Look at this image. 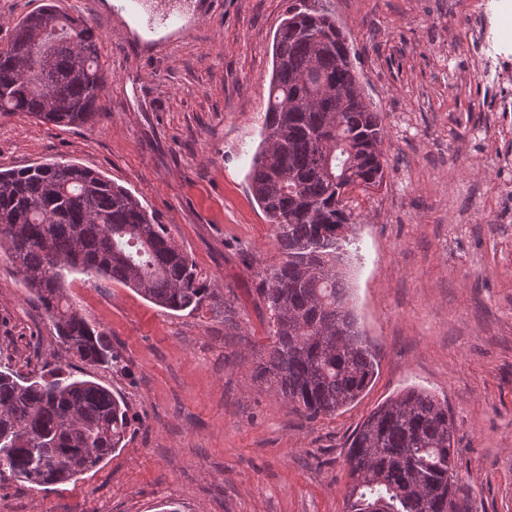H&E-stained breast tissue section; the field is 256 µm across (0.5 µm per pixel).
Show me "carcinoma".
<instances>
[{
  "mask_svg": "<svg viewBox=\"0 0 512 512\" xmlns=\"http://www.w3.org/2000/svg\"><path fill=\"white\" fill-rule=\"evenodd\" d=\"M95 29L48 3L0 47V112L54 125L103 115L105 73ZM274 70L251 160L250 191L271 224L280 261L257 292L272 344L257 367L310 418L356 402L376 356L360 329L345 276L329 254L349 224L346 195L382 185L379 113L365 101L344 31L315 2L288 8L273 44ZM0 248L44 308L59 346L82 364L119 369L106 333L64 293L80 272L132 288L173 313L225 304L191 256L128 189L67 162L0 170ZM126 402L58 367L0 370V480L50 486L96 468L125 440ZM448 405L410 389L378 405L352 437L346 512H457Z\"/></svg>",
  "mask_w": 512,
  "mask_h": 512,
  "instance_id": "cac0c4a2",
  "label": "carcinoma"
}]
</instances>
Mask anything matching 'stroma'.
I'll return each instance as SVG.
<instances>
[{
  "label": "stroma",
  "instance_id": "obj_1",
  "mask_svg": "<svg viewBox=\"0 0 512 512\" xmlns=\"http://www.w3.org/2000/svg\"><path fill=\"white\" fill-rule=\"evenodd\" d=\"M294 0H57L100 36L104 117L55 126L0 114V170L68 162L131 191L220 289L171 313L81 273L66 293L123 368L124 448L48 487L0 480V512H346L350 439L410 388L448 404L464 512H512V94L485 82L474 13L512 0H321L379 112L382 186L353 189L346 271L377 374L352 405L307 418L256 378L269 350L259 274L279 262L247 182L272 41ZM63 364L56 331L0 253V361Z\"/></svg>",
  "mask_w": 512,
  "mask_h": 512
}]
</instances>
